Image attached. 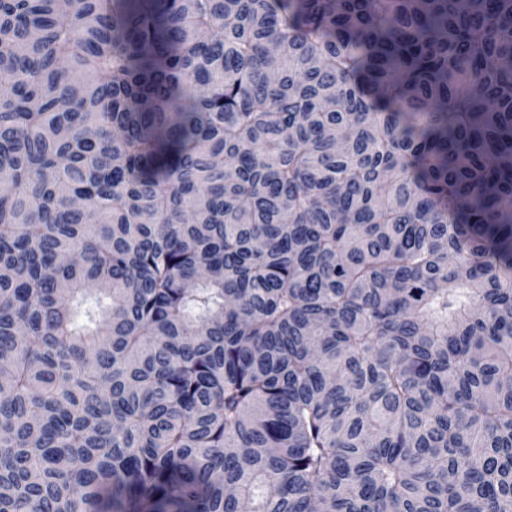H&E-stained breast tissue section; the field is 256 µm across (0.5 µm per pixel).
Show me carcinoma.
<instances>
[{
    "instance_id": "cac0c4a2",
    "label": "carcinoma",
    "mask_w": 512,
    "mask_h": 512,
    "mask_svg": "<svg viewBox=\"0 0 512 512\" xmlns=\"http://www.w3.org/2000/svg\"><path fill=\"white\" fill-rule=\"evenodd\" d=\"M0 512H512V0H0Z\"/></svg>"
}]
</instances>
